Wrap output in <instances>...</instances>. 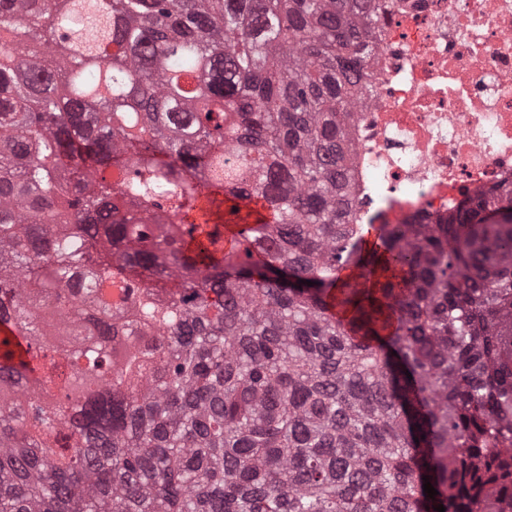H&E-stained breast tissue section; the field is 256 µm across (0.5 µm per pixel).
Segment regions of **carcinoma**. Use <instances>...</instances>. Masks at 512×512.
<instances>
[{"mask_svg":"<svg viewBox=\"0 0 512 512\" xmlns=\"http://www.w3.org/2000/svg\"><path fill=\"white\" fill-rule=\"evenodd\" d=\"M99 5L0 0V512H512V188L354 223L374 0Z\"/></svg>","mask_w":512,"mask_h":512,"instance_id":"carcinoma-1","label":"carcinoma"}]
</instances>
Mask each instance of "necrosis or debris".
Instances as JSON below:
<instances>
[{
    "label": "necrosis or debris",
    "instance_id": "necrosis-or-debris-1",
    "mask_svg": "<svg viewBox=\"0 0 512 512\" xmlns=\"http://www.w3.org/2000/svg\"><path fill=\"white\" fill-rule=\"evenodd\" d=\"M349 125L361 224H428L512 183V0H381Z\"/></svg>",
    "mask_w": 512,
    "mask_h": 512
}]
</instances>
